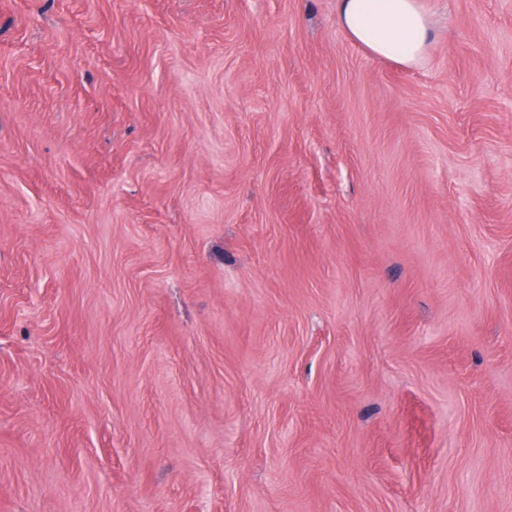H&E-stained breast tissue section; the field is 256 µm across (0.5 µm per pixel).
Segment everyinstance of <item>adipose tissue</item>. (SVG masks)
I'll return each instance as SVG.
<instances>
[{
    "label": "adipose tissue",
    "instance_id": "1",
    "mask_svg": "<svg viewBox=\"0 0 512 512\" xmlns=\"http://www.w3.org/2000/svg\"><path fill=\"white\" fill-rule=\"evenodd\" d=\"M336 21L378 58L407 67L427 59L433 21L420 0H336Z\"/></svg>",
    "mask_w": 512,
    "mask_h": 512
}]
</instances>
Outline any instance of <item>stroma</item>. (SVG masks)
Returning a JSON list of instances; mask_svg holds the SVG:
<instances>
[{"mask_svg":"<svg viewBox=\"0 0 512 512\" xmlns=\"http://www.w3.org/2000/svg\"><path fill=\"white\" fill-rule=\"evenodd\" d=\"M0 0V512H512V0ZM336 21L378 58L407 67L426 62L433 21L419 0H336Z\"/></svg>","mask_w":512,"mask_h":512,"instance_id":"1","label":"stroma"}]
</instances>
